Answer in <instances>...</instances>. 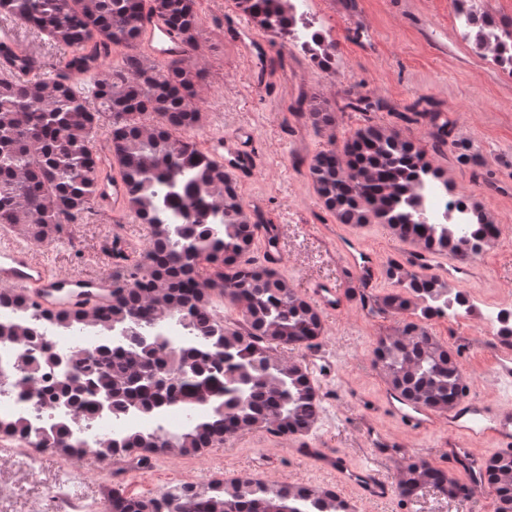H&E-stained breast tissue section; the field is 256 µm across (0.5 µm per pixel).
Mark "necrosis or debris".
<instances>
[{"mask_svg": "<svg viewBox=\"0 0 512 512\" xmlns=\"http://www.w3.org/2000/svg\"><path fill=\"white\" fill-rule=\"evenodd\" d=\"M423 209L428 223L444 224L450 221L463 224L469 218L466 195L452 192L441 183L427 180L421 186ZM451 317H473L478 319L490 333V341L503 347V335L512 328V306L494 301L475 299L465 295L463 303L452 305L447 310ZM43 347L33 346L29 341L0 343V419H25L32 432L44 433L64 423L74 431V436L83 445L98 439L125 437L133 431L153 430L176 421L177 412L165 409L155 413L130 411L121 415L103 412L87 419L73 407L49 403L46 393L60 374L57 367L49 365V358L67 359L76 348L72 334L60 330H47L42 335ZM39 361L41 367L33 383H25L26 359Z\"/></svg>", "mask_w": 512, "mask_h": 512, "instance_id": "necrosis-or-debris-1", "label": "necrosis or debris"}]
</instances>
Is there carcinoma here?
<instances>
[{"mask_svg": "<svg viewBox=\"0 0 512 512\" xmlns=\"http://www.w3.org/2000/svg\"><path fill=\"white\" fill-rule=\"evenodd\" d=\"M264 33L292 35L289 0H235ZM0 15L23 19L48 41L82 50L95 40L104 55L126 49L121 64L82 63L89 71L84 90L56 71L35 80L0 77V224L45 241L60 224H74L95 204L102 157L96 137L102 119L112 134V155L129 192V211L151 227L142 270L113 278L112 300L91 309L53 311L34 298L0 291V307L11 306L40 326L91 331L112 337L124 328V346L102 364L96 352L76 348L66 359L52 401L74 406L86 418L108 407L119 413L177 407L189 413L182 431H134L117 445L96 444L102 460H133L140 467L164 455L191 456L225 438L265 428L296 436L316 423L321 401L308 371L274 353L273 346L311 347L324 326L317 307L275 269L249 266L255 239L269 232L263 216L245 211L224 167L210 160L185 133L202 121L205 70L192 61L201 32L195 0H0ZM162 19L183 36L184 55L160 64L135 52L144 24ZM465 36L482 55L512 73V19L498 21L471 8ZM323 70L336 61V42L306 47ZM344 108H385L367 95L350 97ZM299 112L315 127H332V112L300 100ZM407 123L429 127L427 140L414 141L367 122L342 145L330 142L316 153L308 172L324 207L341 224H385L402 240L460 263L476 256L473 241L495 234L497 224L471 206L468 224H429L415 188L423 178L443 179L429 152L459 147L451 121L439 103L424 97L400 114ZM209 276L201 278V270ZM386 276L397 290L364 295L362 305L383 318H400L392 333L376 339L374 365L388 387L405 399L443 413L466 391L458 351L434 336L428 321L448 308L454 289L434 274L408 273L390 261ZM218 297L239 319L225 323ZM410 313L417 320H408ZM175 322L189 344L178 350L160 336H147L152 321ZM38 335L23 321L0 325V340ZM0 432L32 448L74 456L71 430L62 425L32 436L23 418L0 421ZM478 481L460 480L424 459H403L396 481L401 504L422 488L451 499H468L475 483L489 488L495 512H512V452L489 458ZM112 512H349L332 489L250 479L169 487L150 498L109 496Z\"/></svg>", "mask_w": 512, "mask_h": 512, "instance_id": "carcinoma-1", "label": "carcinoma"}]
</instances>
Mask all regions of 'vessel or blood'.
<instances>
[{"label":"vessel or blood","instance_id":"b4317fda","mask_svg":"<svg viewBox=\"0 0 512 512\" xmlns=\"http://www.w3.org/2000/svg\"><path fill=\"white\" fill-rule=\"evenodd\" d=\"M228 38L236 42L243 54L252 59L254 66L250 77L253 85L265 83L268 75L263 60L268 50L267 39L256 36L242 23L227 28ZM143 52L161 59L181 55L184 42L176 31L162 20L152 19L144 26L140 37ZM44 66L41 57L24 51L15 43L13 28L0 24V75L32 78L40 76ZM209 155L223 164L226 171L239 179H250L260 157V145L254 131L240 126L233 134L221 135L208 145ZM96 205L99 208L122 214L128 210L126 184L111 166H104L99 178ZM354 278L373 280L377 271L375 257L356 243L345 246ZM0 285L14 293L30 295L52 310L68 309L76 305L91 307L107 303L112 297V278L62 277L52 273L44 259L35 256L19 242L10 227L0 228ZM317 305L325 311L338 310L346 295L336 282L321 281L310 290ZM383 403L409 430L421 431L446 424L448 434L455 439L477 444L492 440L501 449L512 448V406L496 405L476 397H464L448 412L438 414L432 410L406 402L397 393L385 391ZM301 456L311 459L323 473L335 476L337 482L348 485L357 498L369 502L388 500L394 493L392 481L382 470L372 464L353 468L335 455L317 448H304Z\"/></svg>","mask_w":512,"mask_h":512}]
</instances>
